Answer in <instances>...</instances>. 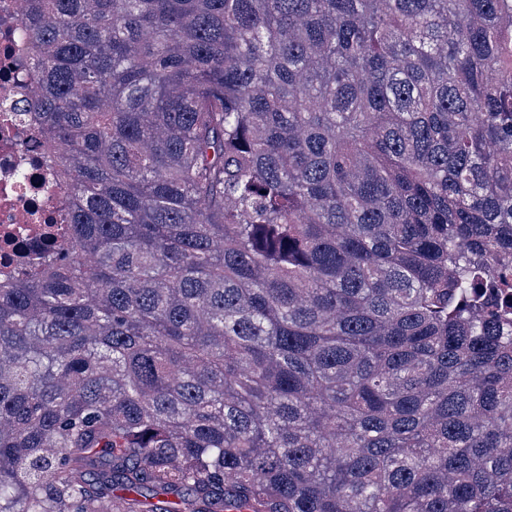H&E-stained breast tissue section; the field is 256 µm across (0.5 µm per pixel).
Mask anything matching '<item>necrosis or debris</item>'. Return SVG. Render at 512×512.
I'll return each instance as SVG.
<instances>
[{
  "label": "necrosis or debris",
  "instance_id": "obj_1",
  "mask_svg": "<svg viewBox=\"0 0 512 512\" xmlns=\"http://www.w3.org/2000/svg\"><path fill=\"white\" fill-rule=\"evenodd\" d=\"M19 0H0V278L36 264L46 239L62 240L67 209L45 183L56 161L33 131L18 132L11 112L23 98L18 65L27 52L18 35ZM26 182H18L19 173Z\"/></svg>",
  "mask_w": 512,
  "mask_h": 512
}]
</instances>
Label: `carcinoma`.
<instances>
[{
  "mask_svg": "<svg viewBox=\"0 0 512 512\" xmlns=\"http://www.w3.org/2000/svg\"><path fill=\"white\" fill-rule=\"evenodd\" d=\"M66 254L0 279V512H512V0H21Z\"/></svg>",
  "mask_w": 512,
  "mask_h": 512,
  "instance_id": "1",
  "label": "carcinoma"
}]
</instances>
